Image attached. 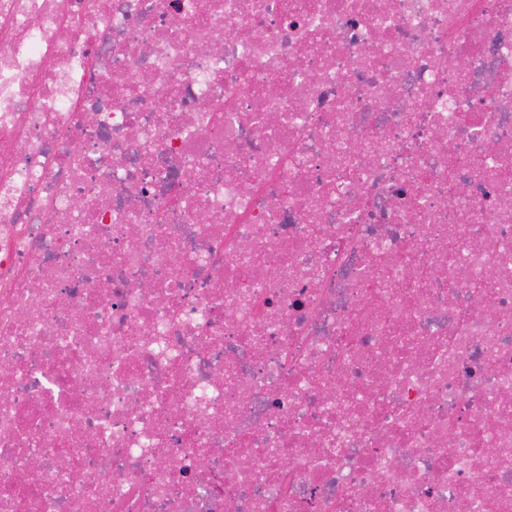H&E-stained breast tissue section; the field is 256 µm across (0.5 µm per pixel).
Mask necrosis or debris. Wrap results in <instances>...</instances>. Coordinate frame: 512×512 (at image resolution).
Here are the masks:
<instances>
[{
    "mask_svg": "<svg viewBox=\"0 0 512 512\" xmlns=\"http://www.w3.org/2000/svg\"><path fill=\"white\" fill-rule=\"evenodd\" d=\"M506 197L512 0H0V512H512Z\"/></svg>",
    "mask_w": 512,
    "mask_h": 512,
    "instance_id": "1",
    "label": "necrosis or debris"
}]
</instances>
